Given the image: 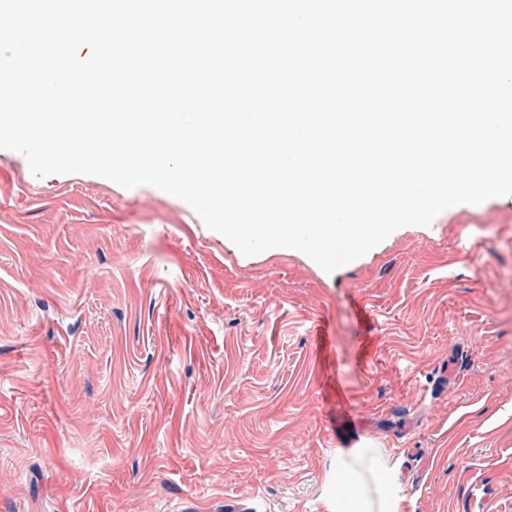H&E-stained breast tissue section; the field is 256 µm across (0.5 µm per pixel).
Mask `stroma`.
Returning <instances> with one entry per match:
<instances>
[{"label": "stroma", "mask_w": 512, "mask_h": 512, "mask_svg": "<svg viewBox=\"0 0 512 512\" xmlns=\"http://www.w3.org/2000/svg\"><path fill=\"white\" fill-rule=\"evenodd\" d=\"M364 444L402 512H512V196L329 274L0 149V512H326Z\"/></svg>", "instance_id": "1"}]
</instances>
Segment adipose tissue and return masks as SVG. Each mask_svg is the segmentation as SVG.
<instances>
[{
    "label": "adipose tissue",
    "mask_w": 512,
    "mask_h": 512,
    "mask_svg": "<svg viewBox=\"0 0 512 512\" xmlns=\"http://www.w3.org/2000/svg\"><path fill=\"white\" fill-rule=\"evenodd\" d=\"M329 479L343 483L348 495L325 502L327 512H401L399 471L382 448H351L337 452Z\"/></svg>",
    "instance_id": "adipose-tissue-1"
}]
</instances>
